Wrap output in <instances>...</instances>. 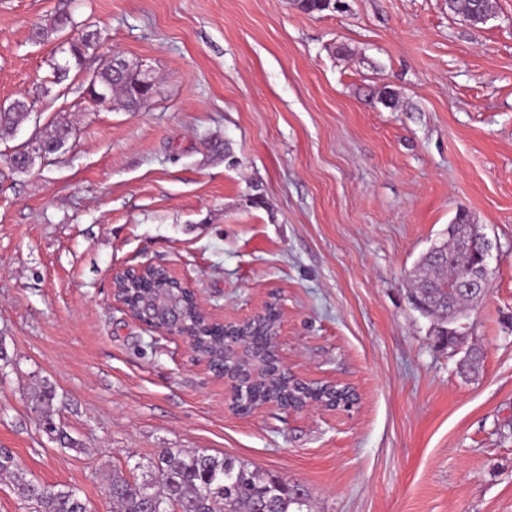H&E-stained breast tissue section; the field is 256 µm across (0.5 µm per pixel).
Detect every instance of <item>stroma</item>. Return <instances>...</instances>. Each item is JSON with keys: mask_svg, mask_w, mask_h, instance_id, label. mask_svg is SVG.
<instances>
[{"mask_svg": "<svg viewBox=\"0 0 512 512\" xmlns=\"http://www.w3.org/2000/svg\"><path fill=\"white\" fill-rule=\"evenodd\" d=\"M341 3L0 0V104L34 102L0 139V447L91 512L167 450L244 460L312 512H512V0L478 25L448 0ZM62 11L101 44L57 84L32 31ZM115 49L156 76L139 111L84 92ZM59 120L62 148L14 169ZM461 212L495 245L470 378L410 297ZM146 261L221 316L280 293L285 363L358 405L230 411L186 340L113 303V271ZM44 382L76 448L39 423Z\"/></svg>", "mask_w": 512, "mask_h": 512, "instance_id": "35a3bbf8", "label": "stroma"}]
</instances>
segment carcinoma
<instances>
[{
	"instance_id": "1",
	"label": "carcinoma",
	"mask_w": 512,
	"mask_h": 512,
	"mask_svg": "<svg viewBox=\"0 0 512 512\" xmlns=\"http://www.w3.org/2000/svg\"><path fill=\"white\" fill-rule=\"evenodd\" d=\"M329 0H294V6L305 13L323 12L330 8ZM448 10L473 24L483 23L489 13V0H448ZM71 22V17L58 15L45 25L35 28L34 38L47 41ZM99 36L86 33L80 36L75 54L64 63L53 64L54 77L61 80L70 70V64L82 65L86 53L97 49ZM138 66L131 64L122 73L105 64L92 77L94 86L116 97V102L129 111L141 108L149 99L148 92L139 90ZM30 112L24 99L11 107L0 109V136L12 133ZM70 134L68 123H59L52 132L41 138L40 146L61 147ZM445 269L431 258L420 261L413 289L415 307L440 322L439 336L452 347L464 335L458 324L463 308L480 299L472 291L450 294L441 288ZM170 284L166 275L151 271L139 278L128 290L129 304L137 307L153 293L155 288ZM185 320L180 328L195 338L198 348L215 363H224V328L212 325L196 311L190 297H185ZM482 348L474 344L464 356L466 373H479ZM270 393L319 399L331 398L333 392L312 394L306 390L288 389V385L273 382L268 387L245 389L243 403L262 399ZM56 394L48 383L33 391L30 396L34 407L44 410L47 432L55 435L61 445L72 448L74 441L53 424L51 406ZM144 466L138 464L135 469ZM146 474L140 478L129 477L120 470H112L105 487L110 492L112 512H311L308 494L300 485L263 475L257 468L229 456L211 455L204 451L190 454L167 451L145 466ZM0 476L9 478L24 499L36 503L41 512H90L86 499L79 490L68 485H48L27 477L17 457L8 448H0Z\"/></svg>"
}]
</instances>
